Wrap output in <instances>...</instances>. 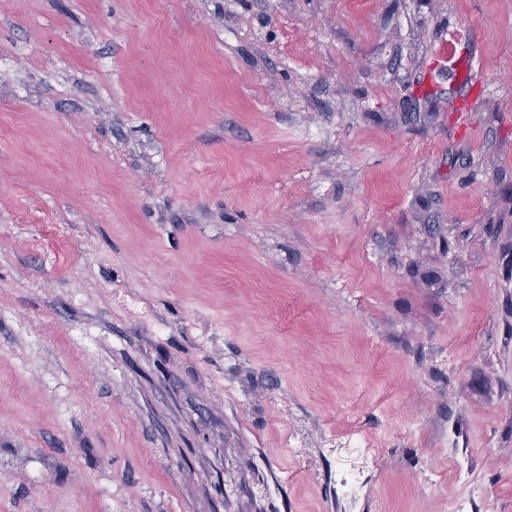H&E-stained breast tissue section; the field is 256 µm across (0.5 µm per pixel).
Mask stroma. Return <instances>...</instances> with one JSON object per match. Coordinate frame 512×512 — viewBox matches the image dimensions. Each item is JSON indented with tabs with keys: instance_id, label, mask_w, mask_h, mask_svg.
<instances>
[{
	"instance_id": "1",
	"label": "stroma",
	"mask_w": 512,
	"mask_h": 512,
	"mask_svg": "<svg viewBox=\"0 0 512 512\" xmlns=\"http://www.w3.org/2000/svg\"><path fill=\"white\" fill-rule=\"evenodd\" d=\"M463 471L512 512V0H0V512Z\"/></svg>"
}]
</instances>
